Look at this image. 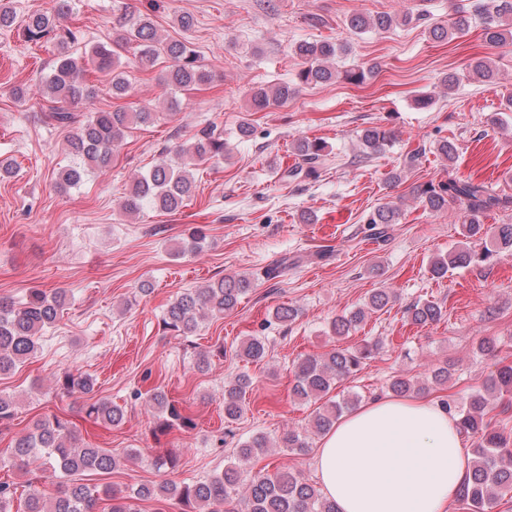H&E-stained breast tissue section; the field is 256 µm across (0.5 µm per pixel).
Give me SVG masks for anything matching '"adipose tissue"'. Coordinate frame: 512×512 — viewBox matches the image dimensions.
<instances>
[{
  "mask_svg": "<svg viewBox=\"0 0 512 512\" xmlns=\"http://www.w3.org/2000/svg\"><path fill=\"white\" fill-rule=\"evenodd\" d=\"M314 468L338 512H446L468 473L455 419L422 395L378 398L339 419Z\"/></svg>",
  "mask_w": 512,
  "mask_h": 512,
  "instance_id": "adipose-tissue-1",
  "label": "adipose tissue"
}]
</instances>
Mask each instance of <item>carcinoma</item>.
<instances>
[{
  "label": "carcinoma",
  "instance_id": "obj_1",
  "mask_svg": "<svg viewBox=\"0 0 512 512\" xmlns=\"http://www.w3.org/2000/svg\"><path fill=\"white\" fill-rule=\"evenodd\" d=\"M75 4L76 0H55L51 10L28 15L21 26L25 41L35 45L53 43L58 50L44 86L51 101L49 119L59 125L76 126V132L68 141L74 163L57 178L62 189L78 185L90 172L109 168L114 148L128 132L153 118V113L143 108L117 107L92 112L79 119L73 108L96 93L93 86L83 81L86 65H93L97 72L109 77V88L115 99H122L131 91L129 75L118 70L122 51L131 43L138 47L135 65L142 70L155 67L161 59L168 60L169 65L160 81L171 89L195 90L212 78L210 71L200 63L192 42L159 38L149 18L140 14H125L115 20L120 35L112 45L96 46L85 57L74 56L70 44L77 40L76 32L62 27L60 19L72 13ZM427 19L428 11L420 7L416 14H405L400 18L386 13L355 15L349 19L348 28L354 33L374 31L383 34L399 25ZM474 19L479 21L487 45L512 44V0H475L470 6H459L450 25L431 23L428 32L432 40L445 41L469 30ZM292 51L303 64L297 74V83L252 88L251 111L260 112L287 104L300 84H326L341 76L359 85L373 73V68L358 65L338 69L337 58L349 52L345 43L300 41L293 45ZM468 67L469 73L481 81L495 78L488 58H477ZM359 141L363 155L370 158L391 148L395 136L379 127H368L359 134ZM174 153L189 155L199 163L222 156V132L214 127L204 128L190 144L176 146ZM293 154L298 161L285 170L287 177L314 180L320 177L319 168L326 162L322 141L301 139L294 145ZM195 188L193 174L166 157L135 179L121 209L126 214H138L148 205L160 211L175 212L190 199ZM414 193L415 199L433 212L457 205L468 238L483 245L489 241L502 252L512 251V224L488 228L481 222L485 211L508 204V200L491 193L485 185L450 177L438 184L418 185ZM401 215L400 206L390 201L372 211L366 223L370 224L374 236L383 238L388 225L399 223ZM204 240L203 230L194 227L182 239L178 253H192ZM490 254L491 250L485 246L479 252L473 248L461 250L446 259L434 260L430 272L432 277L441 279L448 274L449 268H466L487 259ZM250 286L249 278L228 275L187 289L167 306L164 328L178 336H194L204 321L220 319L232 311ZM391 299L389 291L377 289L364 306L334 319L330 325L331 335L339 338L349 335L364 322L368 313L383 310ZM64 305L65 294L60 290L49 294L41 288H32L21 301L0 298V375L10 374L34 358L43 331L57 322ZM406 317L411 324L420 327L435 324L444 317L443 306L432 300L417 301L407 307ZM378 349L379 342H367L362 346L337 348L293 365L292 394L304 402H322L312 419L311 428L315 434L326 433L343 413L357 406L358 395L336 400L331 393L339 382L354 376ZM266 354L267 344L260 336L249 337L235 351L236 356L248 363L261 361ZM251 386L252 380L245 373L224 384L225 424H233L242 417L245 397ZM93 387L92 379L78 370L64 372L58 384L63 393L77 398L92 393ZM425 389L426 383L404 375L393 377L389 384L395 397H408ZM492 398L499 400L502 410L512 408V366L490 374L464 404L442 401L448 413L457 418L462 437L472 440L468 477L459 493V500L468 506L469 512H493L498 502L512 493V450L507 448L506 438L489 417L494 410L490 403ZM147 401L158 413L155 432L165 434L175 427L183 431L195 428L193 415L187 408L169 399L160 388L148 391ZM83 410L88 418L108 426H118L124 420L122 409L103 399L84 402ZM271 448L304 453L310 448L308 431H288L275 441L262 433L252 435L238 442L237 462L204 479L182 484L171 480L141 483L125 493L111 486L98 492L78 482L77 476L84 473H111L118 467L120 455L91 444H81L66 419L55 416L37 421L30 432L14 439L11 454L22 467L34 465L40 468V460L46 458L53 471L70 477L69 483L51 499L36 487L29 489L24 498V512H139L138 502L150 500L159 503L178 500L194 506L198 512H337L334 503L322 494L320 488L298 471L278 468L270 473L264 469L253 472L247 468L248 463L267 454Z\"/></svg>",
  "mask_w": 512,
  "mask_h": 512
}]
</instances>
